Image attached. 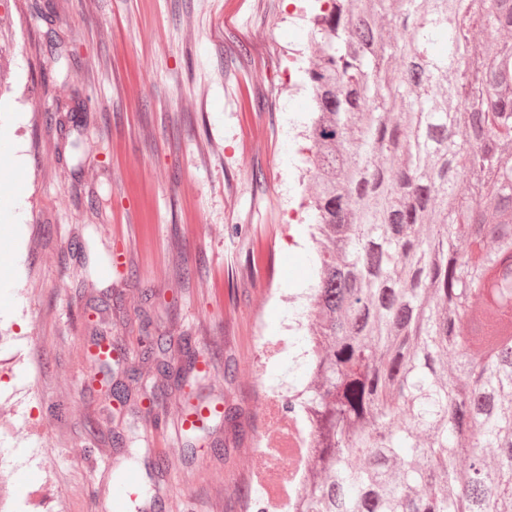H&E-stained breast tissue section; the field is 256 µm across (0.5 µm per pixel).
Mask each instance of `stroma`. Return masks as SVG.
Wrapping results in <instances>:
<instances>
[{
    "label": "stroma",
    "instance_id": "1",
    "mask_svg": "<svg viewBox=\"0 0 512 512\" xmlns=\"http://www.w3.org/2000/svg\"><path fill=\"white\" fill-rule=\"evenodd\" d=\"M0 461L18 512H113L137 473L153 512H240L261 392L305 382L293 303L310 284V226L293 214L313 107L311 30L294 0H0ZM81 112H73L74 102ZM188 348L194 371L161 387L142 336ZM112 343L106 399L85 351ZM283 350L258 382L261 340ZM218 401L176 432L185 394ZM166 449L157 462L158 449Z\"/></svg>",
    "mask_w": 512,
    "mask_h": 512
}]
</instances>
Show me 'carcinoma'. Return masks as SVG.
Instances as JSON below:
<instances>
[{
    "label": "carcinoma",
    "instance_id": "1",
    "mask_svg": "<svg viewBox=\"0 0 512 512\" xmlns=\"http://www.w3.org/2000/svg\"><path fill=\"white\" fill-rule=\"evenodd\" d=\"M326 2L307 70L318 282L298 394L316 476L301 512H512V43L470 49L477 26L512 31V0ZM474 296L485 320L461 336Z\"/></svg>",
    "mask_w": 512,
    "mask_h": 512
}]
</instances>
